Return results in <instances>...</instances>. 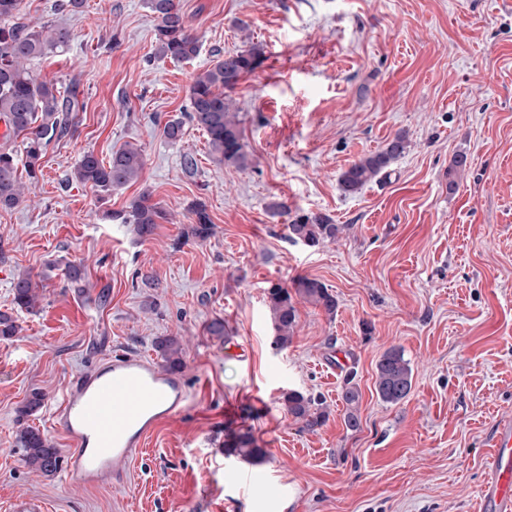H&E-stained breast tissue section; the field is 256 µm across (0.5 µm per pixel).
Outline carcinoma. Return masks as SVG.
I'll return each mask as SVG.
<instances>
[{
  "label": "carcinoma",
  "mask_w": 512,
  "mask_h": 512,
  "mask_svg": "<svg viewBox=\"0 0 512 512\" xmlns=\"http://www.w3.org/2000/svg\"><path fill=\"white\" fill-rule=\"evenodd\" d=\"M22 0H0V121L14 136L26 139L25 169L29 182L38 179L40 160L52 141H59L71 133V112L74 105L61 95L52 83L38 79L26 63L51 53L64 50L72 39L69 29L41 23L19 21ZM148 8L159 19L154 56L172 61H190L200 53L201 45L185 25L178 0H147ZM264 61L263 50L257 45L224 54L212 67L197 74L189 90L186 119L174 118L163 127L164 136L171 142L181 140L185 123L189 122L207 136L214 158L228 166L244 168L249 164L245 149L242 120L231 92L247 74L253 73ZM408 142L396 135L387 146L376 153L355 161L340 176L343 190L357 194L371 180L382 174L406 152ZM144 169V158L139 147L127 144L112 153L109 161L100 160L86 152L74 167L73 177L103 193L122 188L137 181ZM25 185L18 176L17 160L12 152L0 149V207L11 209L22 201ZM193 222L185 237L205 240L213 234V224L206 205L200 201L189 208ZM167 219L166 212L151 202L149 192L133 199L128 209L112 213V220L134 225L136 235L147 240L157 224ZM290 237L310 248L338 238L341 226L324 215L305 216L288 225ZM13 302L27 311H33L43 298V285L29 273L14 279ZM266 299L275 330L273 344L284 349L292 343L298 319V301L315 305L329 315L336 313L337 300L327 286L316 279L299 277L293 286L275 284L267 289ZM158 348L166 367L176 371L184 365L179 340L168 336L159 341ZM413 370L401 351L390 349L383 353L376 366L375 391L387 404H398L412 389ZM341 398L346 405V426L356 430L360 426L357 407L358 388L346 383ZM279 403L301 429L314 431L321 426L325 414L316 400L301 391L290 389L281 393ZM24 464L44 475L57 471L59 449L39 430L26 427L19 433ZM224 449L244 461L255 462L263 456L250 432H229Z\"/></svg>",
  "instance_id": "cac0c4a2"
}]
</instances>
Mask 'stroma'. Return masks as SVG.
I'll return each mask as SVG.
<instances>
[{"label":"stroma","mask_w":512,"mask_h":512,"mask_svg":"<svg viewBox=\"0 0 512 512\" xmlns=\"http://www.w3.org/2000/svg\"><path fill=\"white\" fill-rule=\"evenodd\" d=\"M201 44L188 62L154 58L159 24L146 0H22L26 23L71 30L68 49L30 62L76 97L72 134L51 143L42 174L0 209V512L20 497L52 512H479L477 491L496 420L512 417V9L504 0H180ZM256 43L265 59L232 93L247 167L218 163L206 136L163 135L188 106L198 72ZM409 147L361 192L340 176L396 134ZM140 147L138 182L102 193L72 179L84 152ZM197 168L186 173L184 156ZM465 156L467 163L455 167ZM169 214L149 240L108 221L142 192ZM287 210L271 214V200ZM214 224L188 239L194 201ZM326 214L344 231L310 248L288 226ZM85 276L72 283L69 265ZM28 271L46 290L36 311L13 303ZM306 276L335 315L302 302L288 348L272 343L266 290ZM223 319L224 338L207 331ZM177 337L189 402L149 436L120 478L69 484L22 461L32 426L50 424L65 387L119 352L160 359ZM402 349L413 387L376 395L375 371ZM346 366L331 370L332 353ZM359 430L344 423L347 375ZM311 395L327 418L301 430L278 399ZM41 406L20 416L32 392ZM265 451L251 464L224 451L229 431Z\"/></svg>","instance_id":"obj_1"}]
</instances>
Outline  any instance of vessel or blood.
Segmentation results:
<instances>
[{
	"instance_id": "vessel-or-blood-1",
	"label": "vessel or blood",
	"mask_w": 512,
	"mask_h": 512,
	"mask_svg": "<svg viewBox=\"0 0 512 512\" xmlns=\"http://www.w3.org/2000/svg\"><path fill=\"white\" fill-rule=\"evenodd\" d=\"M188 402L183 378L138 353L120 352L76 377L52 414L70 440L66 475L80 486L117 477L158 424ZM479 490L481 512H512V419H499Z\"/></svg>"
}]
</instances>
